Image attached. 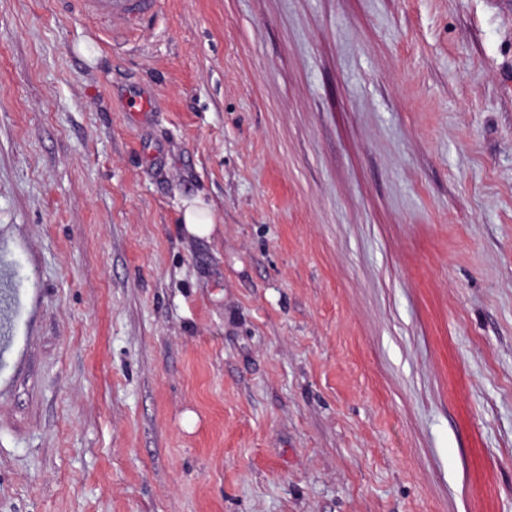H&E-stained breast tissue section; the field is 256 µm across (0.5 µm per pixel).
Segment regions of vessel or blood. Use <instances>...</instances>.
<instances>
[{
  "mask_svg": "<svg viewBox=\"0 0 512 512\" xmlns=\"http://www.w3.org/2000/svg\"><path fill=\"white\" fill-rule=\"evenodd\" d=\"M83 15L107 25L111 32L136 33L154 14L155 0H78ZM25 303L14 286L13 250L0 244V375L20 362L23 348L17 315Z\"/></svg>",
  "mask_w": 512,
  "mask_h": 512,
  "instance_id": "b4317fda",
  "label": "vessel or blood"
}]
</instances>
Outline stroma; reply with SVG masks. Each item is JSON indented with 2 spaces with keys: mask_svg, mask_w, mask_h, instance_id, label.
<instances>
[{
  "mask_svg": "<svg viewBox=\"0 0 512 512\" xmlns=\"http://www.w3.org/2000/svg\"><path fill=\"white\" fill-rule=\"evenodd\" d=\"M1 241L0 512H512V0H0ZM80 12L113 33L135 34L154 14L156 0H77ZM181 224H185L186 231L197 237L209 236L215 224L211 208L201 198L182 201ZM13 252L9 245L0 244V375L3 382L23 355L17 315L29 300L21 295L19 288H14Z\"/></svg>",
  "mask_w": 512,
  "mask_h": 512,
  "instance_id": "stroma-1",
  "label": "stroma"
}]
</instances>
